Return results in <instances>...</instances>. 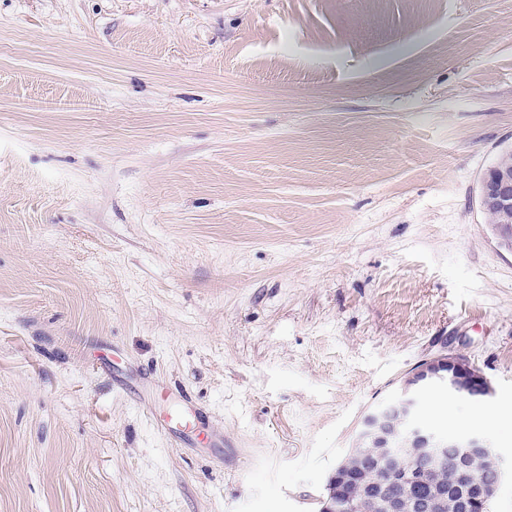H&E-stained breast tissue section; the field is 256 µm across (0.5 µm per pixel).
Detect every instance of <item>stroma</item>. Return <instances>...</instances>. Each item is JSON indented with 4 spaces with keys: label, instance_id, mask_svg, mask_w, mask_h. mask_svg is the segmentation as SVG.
<instances>
[{
    "label": "stroma",
    "instance_id": "stroma-1",
    "mask_svg": "<svg viewBox=\"0 0 512 512\" xmlns=\"http://www.w3.org/2000/svg\"><path fill=\"white\" fill-rule=\"evenodd\" d=\"M510 149L512 0H0V512H319L446 354L512 512ZM479 206L492 214V230L500 247L512 252V151H508L481 176ZM433 383L448 387V394L464 395L476 400L484 399L492 393L487 380L463 360L448 355L425 361L413 368L401 382L391 399V407L380 405L364 415L357 433L360 442L372 440L377 430V448L395 447L392 442L393 423L390 409L397 407L404 413L405 431L411 447L427 448L430 456L438 461L442 460V451L447 447V441L424 428L417 420L422 396ZM446 453L448 456L452 453L450 442ZM175 398L176 403L168 407L159 417L152 410L150 414L155 417L162 430L186 442L199 432L202 424L201 416L188 395L181 393Z\"/></svg>",
    "mask_w": 512,
    "mask_h": 512
}]
</instances>
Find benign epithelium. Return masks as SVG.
I'll use <instances>...</instances> for the list:
<instances>
[{
    "label": "benign epithelium",
    "instance_id": "1",
    "mask_svg": "<svg viewBox=\"0 0 512 512\" xmlns=\"http://www.w3.org/2000/svg\"><path fill=\"white\" fill-rule=\"evenodd\" d=\"M478 200L481 210L492 214L496 222L492 230L500 247L512 252V151L498 159L481 176L478 187ZM433 383L448 389L450 394L464 395L476 400L491 395L487 380L466 362L443 356L425 361L413 368L401 382L392 398V406L399 408L405 416V431L408 441L415 448H425L430 456L442 460L443 448L447 441L427 430L417 420L422 404V396ZM393 423L390 409L380 405L364 415L360 422L357 437L365 442L376 437L377 447L391 448ZM458 448L461 483L458 489V503L461 512H483L488 500L495 494L497 486L485 485L469 472L465 460L479 457L495 471H502L501 460L490 441L477 432L459 435L454 438ZM381 504L388 512H407L404 501L396 496L362 497L344 506L348 512H360L367 506Z\"/></svg>",
    "mask_w": 512,
    "mask_h": 512
}]
</instances>
